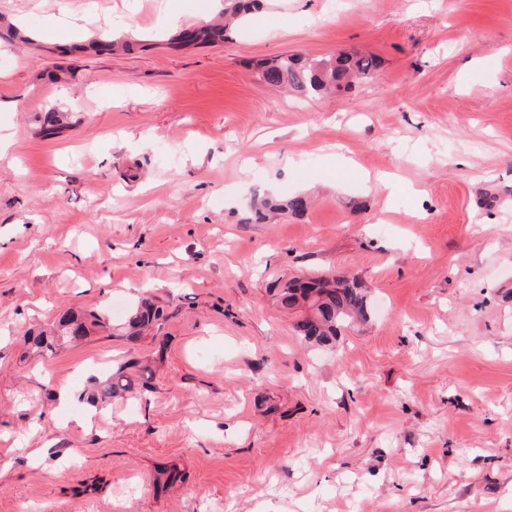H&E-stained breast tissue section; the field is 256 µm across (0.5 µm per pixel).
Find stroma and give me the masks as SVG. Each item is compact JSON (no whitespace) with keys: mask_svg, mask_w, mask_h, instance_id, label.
I'll list each match as a JSON object with an SVG mask.
<instances>
[{"mask_svg":"<svg viewBox=\"0 0 512 512\" xmlns=\"http://www.w3.org/2000/svg\"><path fill=\"white\" fill-rule=\"evenodd\" d=\"M198 14L0 0V512H512V0H265L172 48ZM354 48L321 99L255 69ZM320 274L371 301L330 348L269 293ZM123 364L146 388L60 404ZM261 0H225L224 22L209 21L185 29L177 39L183 44H213L224 42V32L246 20V15L260 6ZM309 205L310 201L304 195L292 196L285 201H279L272 197H256L251 205V215L245 220L246 223H265L272 214L276 213L302 216ZM160 320L163 321V310L151 304H141L135 309L128 321L129 329L133 330L130 334L132 336L139 335L145 328L154 325H156L159 330L162 325V322L158 323ZM93 325L101 323L102 317L98 312L90 311L84 318L72 317L62 322L63 327L59 336H66L70 340L82 338L87 330V321Z\"/></svg>","mask_w":512,"mask_h":512,"instance_id":"obj_1","label":"stroma"}]
</instances>
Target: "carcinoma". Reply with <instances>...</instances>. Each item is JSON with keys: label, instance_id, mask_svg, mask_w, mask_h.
Wrapping results in <instances>:
<instances>
[{"label": "carcinoma", "instance_id": "cac0c4a2", "mask_svg": "<svg viewBox=\"0 0 512 512\" xmlns=\"http://www.w3.org/2000/svg\"><path fill=\"white\" fill-rule=\"evenodd\" d=\"M261 0H224V21H209L184 30L179 37L183 44H213L224 41V32L232 25L246 20V15L260 6ZM380 61L371 53L355 51L349 54L320 58H304L282 54L258 64L262 83L283 87L294 94L310 98L337 90L354 80L370 78ZM310 205L304 195L285 201L272 197L254 198L251 215L246 223H264L276 213L303 215ZM277 303L286 310L304 306V314L294 324V332L303 341L328 346L336 341L340 329L354 320L366 319L367 291L355 280L345 277L316 276L301 279L291 276L275 284ZM163 311L151 304H142L128 321L131 335L136 336L147 327L158 324ZM99 313L91 311L84 318L72 317L62 322L61 335L71 340L82 338L87 324L101 323ZM133 381L119 367L103 382L98 383L94 399L104 400L131 388Z\"/></svg>", "mask_w": 512, "mask_h": 512}]
</instances>
